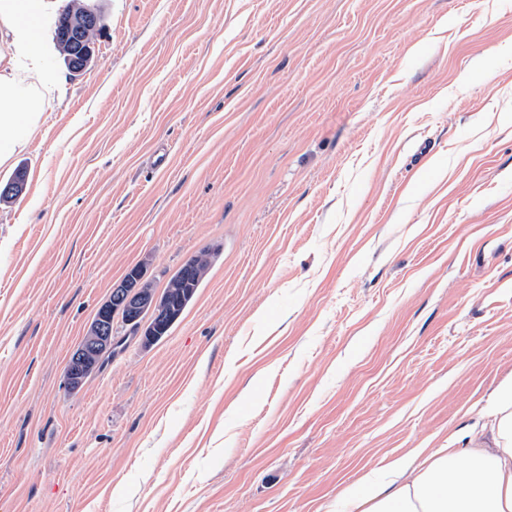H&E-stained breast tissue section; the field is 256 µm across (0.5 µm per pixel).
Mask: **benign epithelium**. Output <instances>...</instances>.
<instances>
[{
    "mask_svg": "<svg viewBox=\"0 0 512 512\" xmlns=\"http://www.w3.org/2000/svg\"><path fill=\"white\" fill-rule=\"evenodd\" d=\"M98 23L97 14L78 8L70 12L59 30L58 47L74 75L82 74L94 59L96 46L91 32L98 28ZM170 301L169 295L145 285L141 267L131 268L112 287L109 298L97 309L85 336L71 353L65 369L68 389L80 390L100 363L114 352L117 346L115 317L133 326L142 345L150 347L160 339L161 321L176 320Z\"/></svg>",
    "mask_w": 512,
    "mask_h": 512,
    "instance_id": "obj_1",
    "label": "benign epithelium"
}]
</instances>
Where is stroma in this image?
I'll return each mask as SVG.
<instances>
[{
  "mask_svg": "<svg viewBox=\"0 0 512 512\" xmlns=\"http://www.w3.org/2000/svg\"><path fill=\"white\" fill-rule=\"evenodd\" d=\"M89 2L93 63L0 166V512H336L488 432L512 0ZM203 251L169 336L66 389L113 284Z\"/></svg>",
  "mask_w": 512,
  "mask_h": 512,
  "instance_id": "1",
  "label": "stroma"
}]
</instances>
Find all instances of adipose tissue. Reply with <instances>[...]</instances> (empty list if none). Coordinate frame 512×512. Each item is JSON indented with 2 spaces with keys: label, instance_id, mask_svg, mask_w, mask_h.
<instances>
[{
  "label": "adipose tissue",
  "instance_id": "ef3b65f1",
  "mask_svg": "<svg viewBox=\"0 0 512 512\" xmlns=\"http://www.w3.org/2000/svg\"><path fill=\"white\" fill-rule=\"evenodd\" d=\"M43 0H0V165L26 146L62 77L41 62ZM490 440L403 456L340 495L353 512H512V384L496 394Z\"/></svg>",
  "mask_w": 512,
  "mask_h": 512
}]
</instances>
